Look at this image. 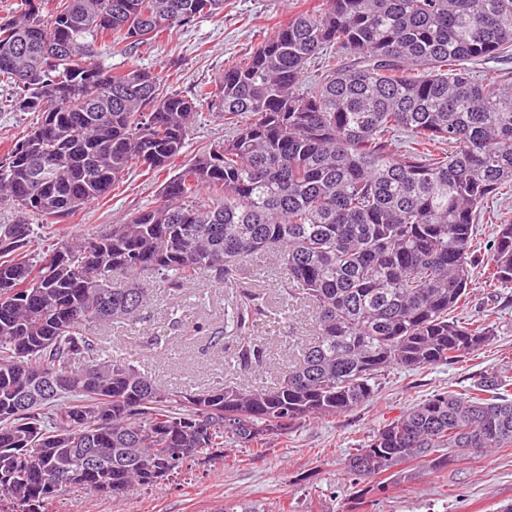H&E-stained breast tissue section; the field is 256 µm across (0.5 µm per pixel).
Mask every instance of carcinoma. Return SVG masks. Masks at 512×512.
Returning a JSON list of instances; mask_svg holds the SVG:
<instances>
[{
    "label": "carcinoma",
    "mask_w": 512,
    "mask_h": 512,
    "mask_svg": "<svg viewBox=\"0 0 512 512\" xmlns=\"http://www.w3.org/2000/svg\"><path fill=\"white\" fill-rule=\"evenodd\" d=\"M20 2L0 20V80L16 89L11 109L41 122L0 155V203L69 216L134 165L171 169L197 100L229 135L180 166L159 204L39 261L32 225L0 224V512H47L67 487L112 500L157 487L204 451L222 460L355 409L383 372L455 364L494 340L491 323L454 312L488 213L483 276L512 285V218L489 206L512 195V71L479 79L465 63L512 59V0H326L192 99L163 91L158 73L104 69L95 46L110 34L109 48L130 53L224 0H61L47 18L42 0ZM315 59L321 74L304 88ZM259 252L276 258L283 294L316 315L277 387L179 390L126 357L94 362L91 327L136 317L146 282L172 295L202 275L240 286ZM264 316L247 288L228 314L248 373L265 365L249 335ZM54 379L58 391L43 393ZM511 447L512 376L487 373L386 421L345 471L366 484L362 498ZM89 456L102 464L87 470Z\"/></svg>",
    "instance_id": "cac0c4a2"
}]
</instances>
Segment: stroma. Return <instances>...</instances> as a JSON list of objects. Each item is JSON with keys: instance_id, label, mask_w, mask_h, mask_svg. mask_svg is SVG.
<instances>
[{"instance_id": "stroma-1", "label": "stroma", "mask_w": 512, "mask_h": 512, "mask_svg": "<svg viewBox=\"0 0 512 512\" xmlns=\"http://www.w3.org/2000/svg\"><path fill=\"white\" fill-rule=\"evenodd\" d=\"M305 0H224V11L204 15L139 50L124 53L100 46L98 63L112 71L136 67L163 72L167 91L193 96L211 85L226 65L245 60L277 26L300 11ZM13 90L0 81V151L15 143L39 121L36 112H15L9 106ZM224 121L209 104H201L183 150L192 159L211 143L223 140ZM169 173L155 175L132 167L109 195L87 205L68 219L31 216L34 256H43L74 234L123 223L132 213L155 205ZM493 227H478V267L470 284L469 302L457 313L460 321L485 319L497 336L484 350L453 365H435L417 372L390 370L379 376L377 395L355 410L318 421H308L280 436L269 449H225L223 463L196 458L185 462L166 484L130 491L122 500L100 497L87 489H64L51 512H224L229 502H249L261 512H500L512 502V448H502L475 461H463L440 471L422 470L386 495L369 497L355 505V491L344 472L345 458L386 420L438 390L465 392L482 372L512 376V288L491 291L484 284L482 265L490 258L486 248ZM250 288L260 293L267 318L251 333L266 348V365L256 373L226 368L233 353L232 328L226 313L239 295L200 280L170 296L160 281L148 283L146 303L139 316L100 329L105 354L126 353L142 372L157 382L180 389L199 390L213 378L253 388L273 386L299 354L302 341L314 331L311 307L283 299L280 268L267 254L251 260ZM202 320L223 332V346L192 326Z\"/></svg>"}]
</instances>
